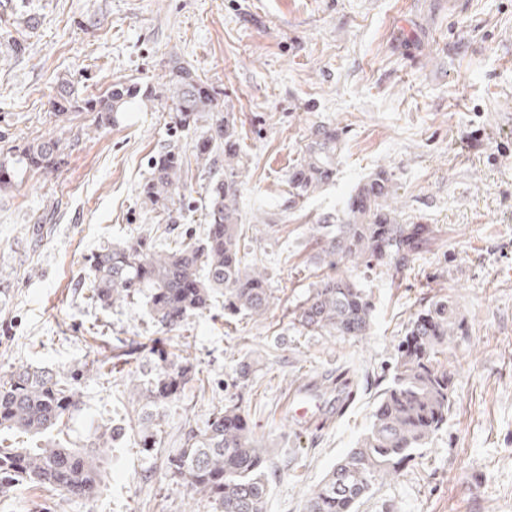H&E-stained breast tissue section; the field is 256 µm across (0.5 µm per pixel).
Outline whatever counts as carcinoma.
Returning <instances> with one entry per match:
<instances>
[{
    "instance_id": "cac0c4a2",
    "label": "carcinoma",
    "mask_w": 512,
    "mask_h": 512,
    "mask_svg": "<svg viewBox=\"0 0 512 512\" xmlns=\"http://www.w3.org/2000/svg\"><path fill=\"white\" fill-rule=\"evenodd\" d=\"M166 95L118 82L101 96H83L67 79L58 82L52 115L63 121L76 112H91L99 132L120 122L129 105L152 109L155 102L172 114L175 126L198 129L192 155L196 167L211 175L206 186L207 234L197 242L173 240L155 250L146 237L129 238L103 247L89 257L90 299L106 308L143 296L154 322L164 331L179 329L192 313L224 296V314L262 316L274 304L268 279L241 250L240 194L244 164L240 135L224 111L221 93L190 66L179 62L168 69ZM340 134L319 125L301 157L288 171L290 196L304 197L336 176ZM67 145L55 137L40 138L0 156V191L29 172L53 170ZM188 165L177 145L151 160L150 177L140 188L141 204L178 222L176 208ZM393 174L379 169L350 195L343 209L324 215L315 239L318 258L331 272L308 289L292 312L293 325L310 333L358 337L367 334L373 306L367 289L339 265L353 269L392 264L409 267L432 240L427 224L406 222L390 200L396 195ZM469 335L465 319L446 296L433 298L418 311L398 345L393 373L375 398L370 425L308 494L304 512H358L361 501L380 480L398 477L406 463L448 428L455 405L454 373L444 359L448 349ZM139 347L122 344L112 360L93 361L96 374L129 364ZM196 375L185 358L161 353L144 379L128 374L140 406L137 417L142 447L160 444L165 408L180 388ZM77 376L41 367H21L0 377V434L24 433L43 443L33 448H0V493L19 482L59 490L88 500L103 480L101 449L120 438L114 427L95 429L84 448L47 439L46 435L81 411ZM170 478L193 499L209 503L213 512H266L267 454L241 409L226 405L211 414L202 429H189L181 447L166 455Z\"/></svg>"
}]
</instances>
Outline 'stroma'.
Segmentation results:
<instances>
[{
    "label": "stroma",
    "instance_id": "35a3bbf8",
    "mask_svg": "<svg viewBox=\"0 0 512 512\" xmlns=\"http://www.w3.org/2000/svg\"><path fill=\"white\" fill-rule=\"evenodd\" d=\"M0 153L39 136L70 150L58 170L25 175L0 192V376L39 366L78 370L83 410L62 437L82 447L98 426L122 428L104 452L90 500L24 484L0 512H211L166 472L168 449L235 402L268 449L267 512H303L310 490L369 425L409 320L433 296L454 300L469 335L448 351L456 404L446 431L402 476L376 486L359 512H512V0H0ZM220 90L247 160L241 190L246 250L276 301L258 318L224 316L223 302L167 332L134 299H88L87 262L101 246L172 240L142 209L150 160L192 132L167 113L137 110L91 134V113L55 123L58 77L98 96L117 82H160L172 59ZM341 134L336 176L290 201L288 170L317 125ZM398 184L394 206L432 225L412 270L355 271L373 320L352 338L307 334L291 312L327 269L312 234L378 169ZM206 175L190 169L177 231L202 237ZM140 343L131 370L155 350L203 372L165 410L161 445L139 448L127 381L83 373L117 340ZM254 363L248 380L241 361ZM349 370L336 409L331 378ZM313 383L330 413L299 424L286 398Z\"/></svg>",
    "mask_w": 512,
    "mask_h": 512
}]
</instances>
